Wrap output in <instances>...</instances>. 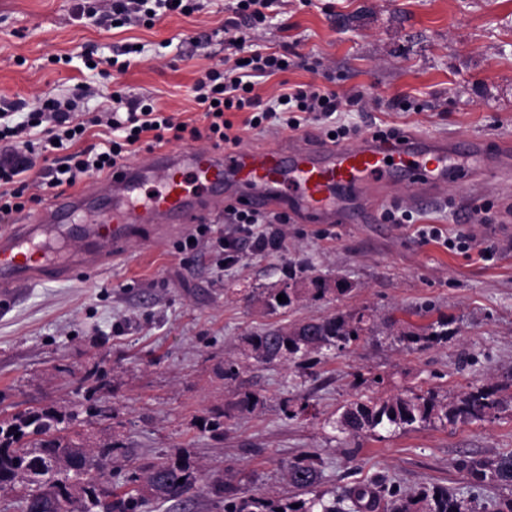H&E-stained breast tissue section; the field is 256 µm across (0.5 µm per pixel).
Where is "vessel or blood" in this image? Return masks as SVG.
<instances>
[{
    "label": "vessel or blood",
    "mask_w": 512,
    "mask_h": 512,
    "mask_svg": "<svg viewBox=\"0 0 512 512\" xmlns=\"http://www.w3.org/2000/svg\"><path fill=\"white\" fill-rule=\"evenodd\" d=\"M472 160L510 165L512 145L492 151L480 139L413 135L386 142L366 134L341 144L292 136L285 146L248 153L159 150L114 169L93 190L58 197L33 219L1 230L0 301L10 302L32 282L110 266L124 257L130 239H162L230 203L352 224L364 205L382 200L404 177L416 204L426 207L448 181L466 177ZM149 184L154 194L143 195ZM79 213L86 223H72ZM73 234L80 249L62 250L60 241Z\"/></svg>",
    "instance_id": "b4317fda"
}]
</instances>
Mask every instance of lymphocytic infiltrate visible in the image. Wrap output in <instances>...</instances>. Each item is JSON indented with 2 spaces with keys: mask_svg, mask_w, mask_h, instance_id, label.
Instances as JSON below:
<instances>
[{
  "mask_svg": "<svg viewBox=\"0 0 512 512\" xmlns=\"http://www.w3.org/2000/svg\"><path fill=\"white\" fill-rule=\"evenodd\" d=\"M278 0H234L232 15L224 22V40L233 52L225 56L223 68L208 69L194 87L195 101L203 110L205 128L189 126L157 109L151 98L110 97L108 105L95 115L82 112V100L94 96L90 86L77 85L64 95L37 99L25 120L10 124L0 113V142L10 149L0 156V223H12L29 203H40L49 193L60 194L80 177H101L140 149L163 147L185 139L210 142L213 148L239 146L240 130L228 115L250 111L246 127L297 132L315 124L330 123L336 112L355 106L368 107L364 97L337 92L312 82L280 88L269 100H262L253 87L259 79L287 72V55L248 50L247 62L237 53L271 21ZM201 0H99L89 7L88 16L106 27L153 24L169 13L190 15L201 11ZM39 141H32V134ZM40 144L45 162L36 193H29L23 178L33 165V144Z\"/></svg>",
  "mask_w": 512,
  "mask_h": 512,
  "instance_id": "obj_1",
  "label": "lymphocytic infiltrate"
}]
</instances>
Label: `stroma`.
<instances>
[{"label":"stroma","instance_id":"obj_1","mask_svg":"<svg viewBox=\"0 0 512 512\" xmlns=\"http://www.w3.org/2000/svg\"><path fill=\"white\" fill-rule=\"evenodd\" d=\"M231 0L171 14L152 27L106 28L80 17L82 0H0V100L33 104L76 84L149 96L178 120L202 126L192 87L224 61ZM267 52L287 51L289 83L333 79L363 93L367 112H340V124L368 132L398 125L428 138L512 141V0H283L260 34ZM141 46L125 72L88 69L78 48L109 56ZM414 109H391L394 98ZM395 181L363 224H315L289 216L284 249L239 239L232 262L217 264L209 241L183 251V234L145 245L134 239L112 267L71 280L37 281L0 308V419L66 406L79 411L91 440L136 456L189 454L210 476L244 472L279 498L297 497L283 477L289 460L318 453L322 490L379 474L401 488L469 490L465 456L512 452V407L482 421L349 438L332 421L355 397L411 387L454 398L472 385H512V171L478 185L448 184L434 204L412 206ZM409 224L384 223L391 208ZM438 229L439 239L426 237ZM465 234V248L446 239ZM491 258H482V250ZM346 282L350 290L266 314L252 297L279 285L288 265ZM364 307L380 332L309 366L296 378L282 363L245 362L236 380L221 375L239 358L241 336L285 322ZM449 321L448 342L422 346L393 333ZM258 394L254 413L237 414L239 392ZM306 404L286 418L287 402ZM224 416L223 429L202 428ZM354 449L347 457L346 449Z\"/></svg>","mask_w":512,"mask_h":512}]
</instances>
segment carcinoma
Returning a JSON list of instances; mask_svg holds the SVG:
<instances>
[{
    "mask_svg": "<svg viewBox=\"0 0 512 512\" xmlns=\"http://www.w3.org/2000/svg\"><path fill=\"white\" fill-rule=\"evenodd\" d=\"M280 288H265L258 296L262 307L284 313L304 300H321L330 292L317 277L296 278L288 267ZM283 294L287 301L280 302ZM377 327L374 313L364 308L346 314L276 326L242 337L246 356L257 362H281L305 370L307 362L343 351L371 335ZM398 341L434 345L448 341L444 325L420 332L400 331ZM508 401L491 385L471 386L448 401L432 391L409 388L393 395L356 398L342 406L336 427L351 436L374 435L380 429L414 430L481 421L503 410ZM78 414L71 410H32L0 421V491L19 488L21 512H151L153 504H169L175 512L183 496L202 484L224 501V512H479L477 492L501 484L512 485V453L496 458L467 457L454 466L471 478L468 494H453L438 487L403 490L379 477L371 478L331 497L318 490L322 461L300 455L286 466L288 483L308 494L303 499H274L254 486L247 474L236 484L205 475L189 455L144 460L127 470H112L113 485L130 483L137 489L112 492V503L99 497L106 484L110 461L130 449L112 443L92 446L75 430Z\"/></svg>",
    "mask_w": 512,
    "mask_h": 512,
    "instance_id": "1",
    "label": "carcinoma"
}]
</instances>
